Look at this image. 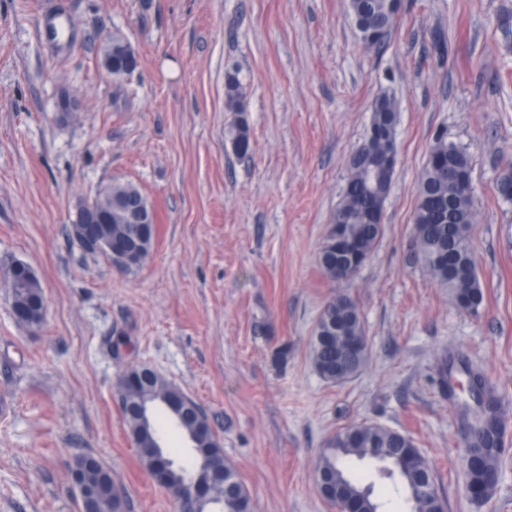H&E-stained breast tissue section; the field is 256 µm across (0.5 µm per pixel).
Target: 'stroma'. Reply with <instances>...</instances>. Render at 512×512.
I'll return each mask as SVG.
<instances>
[{
	"label": "stroma",
	"instance_id": "stroma-1",
	"mask_svg": "<svg viewBox=\"0 0 512 512\" xmlns=\"http://www.w3.org/2000/svg\"><path fill=\"white\" fill-rule=\"evenodd\" d=\"M41 1L0 0V263L29 264L46 299L40 325L17 322L0 273V512H79L80 456L111 472L126 512H176L116 395L140 366L200 406L254 512H336L318 456L364 420L414 440L446 512H512V202L495 188L512 160V0H402L377 49L348 0H45L67 12L58 44L40 37ZM115 32L138 59L121 79L101 64ZM231 77L245 158L226 136ZM65 90L80 102L67 122ZM384 94L399 112L384 236L353 282L333 283L318 253ZM439 135L471 160L475 313L414 257L418 177ZM115 181L156 214L133 272L70 232L77 204ZM338 292L361 311L369 357L334 383L311 342ZM449 353L504 403L506 451L483 502L467 490L458 402L438 386ZM226 107L230 112H239L241 116L228 130V138L236 153L246 156L251 150V141L244 112L242 93L234 78H228L226 84Z\"/></svg>",
	"mask_w": 512,
	"mask_h": 512
}]
</instances>
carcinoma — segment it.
<instances>
[{"instance_id":"1","label":"carcinoma","mask_w":512,"mask_h":512,"mask_svg":"<svg viewBox=\"0 0 512 512\" xmlns=\"http://www.w3.org/2000/svg\"><path fill=\"white\" fill-rule=\"evenodd\" d=\"M400 0H349V10L361 33L363 44L378 48L396 24ZM226 107L230 112H244L242 93L235 79L226 84ZM397 106L389 95L380 96L373 104L371 119L363 141L356 148L362 166H350L343 198L336 208L331 225H342V232L352 247L371 256L384 234V225L376 224L373 214L385 204L391 188L392 168L376 171L377 160L396 144ZM228 138L236 153L246 156L251 150L249 127L241 116L228 130ZM498 195L512 202V161L506 162L496 182ZM100 201L112 204V238L121 241L132 232L139 233L142 246L126 269L140 267L153 248L156 225L137 223L136 206L147 202L137 185L115 182L97 193ZM475 213L471 199V170L468 154L445 137L438 136L431 146L417 185V204L413 219L414 257L453 294L457 305L477 312L483 302V289L476 260L469 242ZM348 257L336 251L333 229L327 231L318 262L324 275L338 281L336 270ZM44 297L38 279L13 288L12 301L27 310ZM367 346L359 308L346 293H337L326 302L314 330L311 343L312 361L326 380L336 381V372L353 374L361 370L358 361ZM467 374L473 382L474 403L463 406L460 421L464 424L465 447L471 461L466 483L482 497L492 495L499 480L502 457L500 446L504 432L501 398L486 377L468 363L453 362L440 370L443 393L454 394V375ZM168 384L157 374L145 381L126 386L130 406L123 413L135 447L144 465L154 456L160 441L156 418L179 429L174 415L163 406L158 394ZM198 447L205 449L206 463L196 455L174 464L167 489L180 495L185 480L205 465L211 476H224L223 482L236 477L226 465L224 456L211 441L210 432L201 433ZM415 443L404 434L381 425L363 421L332 435L321 450L318 469L329 474L336 484L332 501L344 507L360 501L365 512H379L380 504L372 497L371 486L364 477L350 472L354 461L369 460L385 464L380 476L397 480L402 485L409 512H442L443 501L433 485L428 461L413 451ZM69 472L78 473L86 486L95 492L93 512H125L126 502L120 490L100 465H89L79 457L69 464Z\"/></svg>"}]
</instances>
